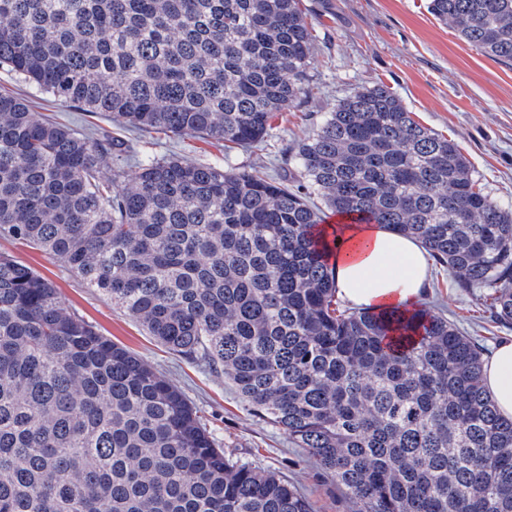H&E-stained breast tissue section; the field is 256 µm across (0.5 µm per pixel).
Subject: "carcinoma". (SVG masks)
Returning <instances> with one entry per match:
<instances>
[{
    "instance_id": "carcinoma-1",
    "label": "carcinoma",
    "mask_w": 512,
    "mask_h": 512,
    "mask_svg": "<svg viewBox=\"0 0 512 512\" xmlns=\"http://www.w3.org/2000/svg\"><path fill=\"white\" fill-rule=\"evenodd\" d=\"M512 61V0H429ZM300 0H0V67L118 130L261 143L309 91ZM0 93V238L67 264L168 349L224 369L247 410L336 478L357 512H512V420L482 347L433 310H340L321 196L422 241L512 327V206L384 86L293 148L291 186L152 159ZM0 512H311L224 452L185 394L0 254Z\"/></svg>"
}]
</instances>
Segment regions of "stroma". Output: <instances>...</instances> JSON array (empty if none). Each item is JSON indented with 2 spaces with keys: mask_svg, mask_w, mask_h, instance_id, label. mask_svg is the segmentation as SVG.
I'll return each mask as SVG.
<instances>
[{
  "mask_svg": "<svg viewBox=\"0 0 512 512\" xmlns=\"http://www.w3.org/2000/svg\"><path fill=\"white\" fill-rule=\"evenodd\" d=\"M427 5L428 0H302L317 64L308 95L276 114L270 137L242 149L208 138L135 134L133 155L142 161L178 156L205 165L229 162L284 178L288 149L312 135L338 100L353 89L381 85L401 99L415 121L458 143L485 193L511 204L512 64L462 41ZM0 92L26 98L37 111L80 130L111 127L104 114L55 102L5 70H0ZM0 253L51 281L72 312L184 391L225 452L277 472L310 501L313 512H354L344 491L304 449L246 409L221 370L167 350L110 298L85 287L60 259L3 238ZM422 303L485 351L512 339V328L492 322L485 301L457 288L445 269L429 266Z\"/></svg>",
  "mask_w": 512,
  "mask_h": 512,
  "instance_id": "1",
  "label": "stroma"
}]
</instances>
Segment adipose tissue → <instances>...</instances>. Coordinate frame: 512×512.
Wrapping results in <instances>:
<instances>
[{
  "label": "adipose tissue",
  "mask_w": 512,
  "mask_h": 512,
  "mask_svg": "<svg viewBox=\"0 0 512 512\" xmlns=\"http://www.w3.org/2000/svg\"><path fill=\"white\" fill-rule=\"evenodd\" d=\"M328 261L337 296L369 313L417 305L427 282L426 249L384 224H343ZM482 371L500 415L512 418V340L497 346Z\"/></svg>",
  "instance_id": "1"
}]
</instances>
